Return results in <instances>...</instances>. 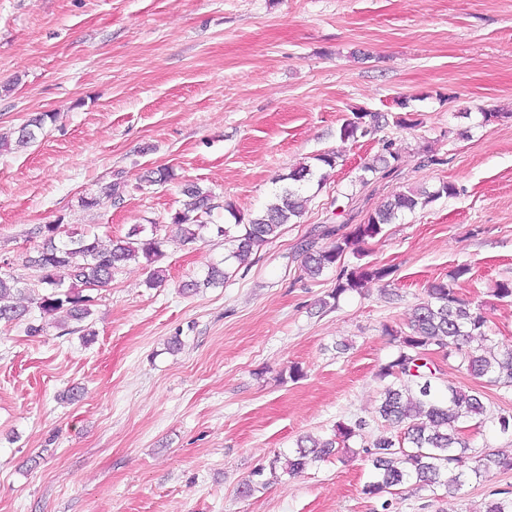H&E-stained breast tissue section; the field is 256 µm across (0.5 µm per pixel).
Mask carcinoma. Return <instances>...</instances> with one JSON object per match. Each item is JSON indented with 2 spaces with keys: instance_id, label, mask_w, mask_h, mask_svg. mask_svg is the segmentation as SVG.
I'll list each match as a JSON object with an SVG mask.
<instances>
[{
  "instance_id": "cac0c4a2",
  "label": "carcinoma",
  "mask_w": 512,
  "mask_h": 512,
  "mask_svg": "<svg viewBox=\"0 0 512 512\" xmlns=\"http://www.w3.org/2000/svg\"><path fill=\"white\" fill-rule=\"evenodd\" d=\"M57 113L45 112L30 118L15 131V141L0 136V150L26 147L37 138L47 122H54ZM377 116L372 112H356L339 130L342 140L354 141L371 135L376 130ZM315 171L304 165L291 171L274 199L247 223L235 218V232L222 224L209 225L202 217L214 209L213 195L196 185L184 190L188 201L171 213L169 225L177 229L176 241L187 245L201 238L206 229L233 243L230 257L244 263L252 253L277 239L282 227L301 216V191ZM453 196L457 189L449 183L435 191L411 189L391 195L367 222L357 225L343 238L331 245L313 248L308 243L304 270L315 277L336 266L343 254L360 243L373 239L382 232V225L392 224L405 212L424 208L442 195ZM60 225L44 224L38 230L41 245L30 265L38 271L37 287L49 288L51 293L37 298L38 308L45 314L66 309L68 317L81 321L91 315L89 299L79 294L59 292L61 282L56 273L61 269L71 272L84 286L95 289L107 286L112 276L123 265L144 262L150 266L162 255L168 242L145 228L136 226L123 240L105 246L96 234L81 233L68 240L56 242ZM392 269L370 263L343 269L336 277V288L330 298L338 299L349 291H359L372 281H382ZM226 270L213 266L204 279L183 282L182 288L195 292L200 288L224 286ZM30 285L20 278L0 272V323L6 325L21 320L26 309L13 303L14 297L24 294ZM486 316L479 307L460 299L453 284L438 282L427 288L426 298L415 305L405 328L389 330L388 335L399 343L398 355L379 370V377L387 381L382 392L378 413L385 423L384 431L367 450L373 471L371 481L364 486V494L378 497L389 489L414 482L421 488L445 487L460 489L470 478H480L492 470H512V456L486 452L471 455L469 442L464 438L465 424L491 422L503 435H512V415H488L482 393L475 388L442 384L427 360L433 346L448 350V356L458 361V367L477 379L492 385L512 386V348H498L484 332ZM480 344L473 345L475 338ZM365 421L354 425L336 424L334 437L317 439L305 437L297 441L294 454L286 459L276 456L269 462L288 474L303 471L310 463L324 461L339 452L337 444L356 436Z\"/></svg>"
}]
</instances>
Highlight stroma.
Segmentation results:
<instances>
[{
	"mask_svg": "<svg viewBox=\"0 0 512 512\" xmlns=\"http://www.w3.org/2000/svg\"><path fill=\"white\" fill-rule=\"evenodd\" d=\"M409 109H401V99ZM502 111L486 123L483 112ZM380 116L343 141L353 112ZM54 112L37 140L0 151V270L33 281V229L93 228L103 242L167 217L198 185L229 224L263 209L292 169L335 151L304 212L220 288L181 284L222 265L223 238L164 246L161 285L132 263L92 291L83 321L30 305L0 325V512H382L363 494L382 432L385 333L457 268L459 298L512 346V0H0V134ZM393 141L398 161L364 163ZM436 161L424 164L425 153ZM176 180L151 185L158 167ZM119 182L123 199L82 196ZM454 184L455 196L385 225L342 266L391 268L327 297L336 269L308 277L300 246L321 226L353 231L392 194ZM43 325L40 335L27 323ZM442 381L512 415V387L432 351ZM302 376L291 379L290 366ZM78 386L75 400L63 399ZM365 426L348 449L288 476L268 472L299 438ZM263 469L251 496L239 488ZM512 471L460 490L393 488L394 512H484Z\"/></svg>",
	"mask_w": 512,
	"mask_h": 512,
	"instance_id": "obj_1",
	"label": "stroma"
}]
</instances>
